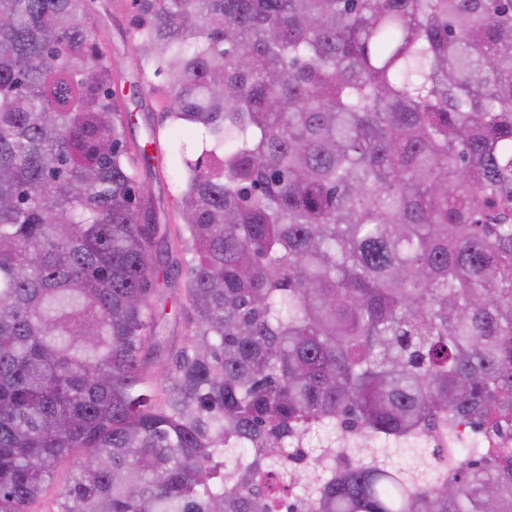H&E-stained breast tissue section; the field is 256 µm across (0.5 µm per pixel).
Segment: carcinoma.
Instances as JSON below:
<instances>
[{
  "label": "carcinoma",
  "mask_w": 512,
  "mask_h": 512,
  "mask_svg": "<svg viewBox=\"0 0 512 512\" xmlns=\"http://www.w3.org/2000/svg\"><path fill=\"white\" fill-rule=\"evenodd\" d=\"M97 2L0 0V512H512V0H129L127 99ZM151 101V92L146 87L142 111L137 112L135 124L129 129L128 136L141 142L146 136L149 125L160 130L162 154L159 164L156 159L152 160V174L144 173L142 180L156 198L162 197L164 213L170 219V224H177L175 203L168 191V187L175 185L179 177L173 166L174 158L184 153L189 158L195 159L201 151V143L197 136L181 131L180 127H172L170 122L162 117L161 112L151 109ZM163 157L168 161L166 167L161 165ZM171 296L166 297L167 319L164 323V334L175 344L176 349L185 345L186 319L184 317L175 318L171 310Z\"/></svg>",
  "instance_id": "obj_1"
}]
</instances>
